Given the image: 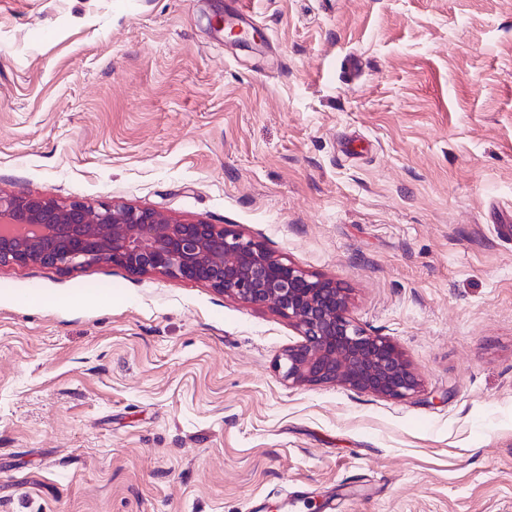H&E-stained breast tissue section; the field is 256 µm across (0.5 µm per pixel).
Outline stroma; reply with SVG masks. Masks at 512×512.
I'll list each match as a JSON object with an SVG mask.
<instances>
[{"label": "stroma", "mask_w": 512, "mask_h": 512, "mask_svg": "<svg viewBox=\"0 0 512 512\" xmlns=\"http://www.w3.org/2000/svg\"><path fill=\"white\" fill-rule=\"evenodd\" d=\"M0 191L232 225L422 383L292 386L270 308L5 268L0 512H512V0H0Z\"/></svg>", "instance_id": "obj_1"}]
</instances>
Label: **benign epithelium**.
Wrapping results in <instances>:
<instances>
[{
  "label": "benign epithelium",
  "instance_id": "7a95c632",
  "mask_svg": "<svg viewBox=\"0 0 512 512\" xmlns=\"http://www.w3.org/2000/svg\"><path fill=\"white\" fill-rule=\"evenodd\" d=\"M92 263L201 283L272 308L302 337L277 363L293 385L342 384L390 399L419 392L403 351L352 319L341 283L297 267L228 224L173 220L130 204L94 209L78 200L0 194V269L39 264L69 270Z\"/></svg>",
  "mask_w": 512,
  "mask_h": 512
}]
</instances>
